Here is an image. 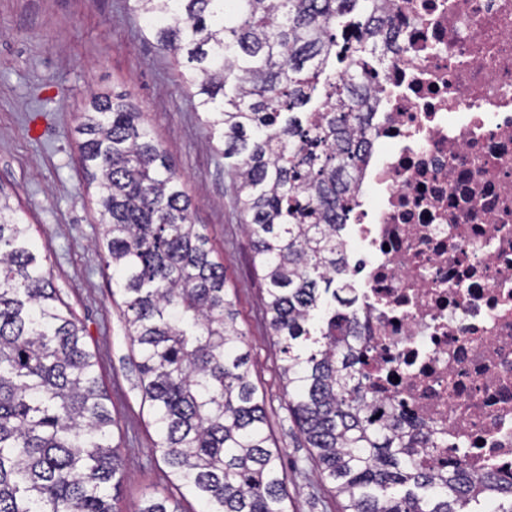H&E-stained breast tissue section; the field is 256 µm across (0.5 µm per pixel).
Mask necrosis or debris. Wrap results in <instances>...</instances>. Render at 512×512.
Returning <instances> with one entry per match:
<instances>
[{
	"instance_id": "obj_1",
	"label": "necrosis or debris",
	"mask_w": 512,
	"mask_h": 512,
	"mask_svg": "<svg viewBox=\"0 0 512 512\" xmlns=\"http://www.w3.org/2000/svg\"><path fill=\"white\" fill-rule=\"evenodd\" d=\"M343 175L351 344L371 414L430 464L512 482V0H380Z\"/></svg>"
}]
</instances>
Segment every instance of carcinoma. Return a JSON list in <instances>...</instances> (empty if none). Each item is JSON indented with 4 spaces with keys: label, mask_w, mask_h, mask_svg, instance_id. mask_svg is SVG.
Returning <instances> with one entry per match:
<instances>
[{
    "label": "carcinoma",
    "mask_w": 512,
    "mask_h": 512,
    "mask_svg": "<svg viewBox=\"0 0 512 512\" xmlns=\"http://www.w3.org/2000/svg\"><path fill=\"white\" fill-rule=\"evenodd\" d=\"M173 53L216 151L237 158L236 203L262 271L265 317L281 353L289 408L342 512H512V485L464 468L434 470L417 434L373 419L372 395L336 317L337 240L348 205L337 176L355 166L362 97L326 74L328 28L361 3L364 36L348 64L389 46L369 0H129ZM318 106L305 112L315 92ZM81 162L97 183L98 247L123 314L156 449L204 512H288L224 267L191 222L192 199L128 94L95 93L81 113ZM95 355L0 187V512H121L120 448ZM138 512H180L167 497Z\"/></svg>",
    "instance_id": "cac0c4a2"
}]
</instances>
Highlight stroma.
Segmentation results:
<instances>
[{
    "mask_svg": "<svg viewBox=\"0 0 512 512\" xmlns=\"http://www.w3.org/2000/svg\"><path fill=\"white\" fill-rule=\"evenodd\" d=\"M128 93L172 158L194 204L193 221L224 265L225 286L246 335L250 379L288 476L289 512H341L288 409L280 353L264 313L262 273L234 202L230 162L215 142L170 54L126 0H0V186L21 205L51 286L85 329L97 360L127 471L118 505L137 512L152 498L202 512L179 488L154 445L158 439L138 382V354L119 305L117 277L97 241L103 234L80 164L75 132L91 93Z\"/></svg>",
    "mask_w": 512,
    "mask_h": 512,
    "instance_id": "1",
    "label": "stroma"
}]
</instances>
